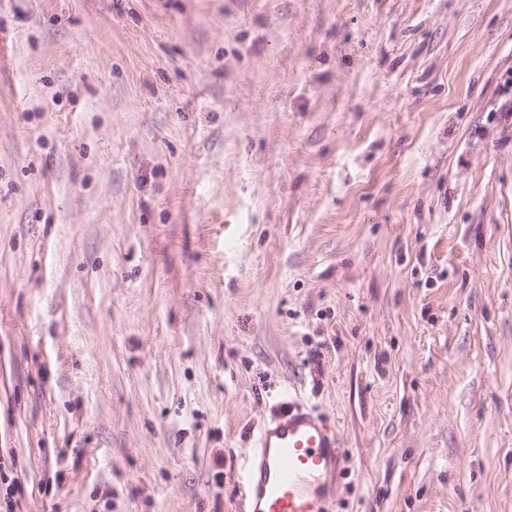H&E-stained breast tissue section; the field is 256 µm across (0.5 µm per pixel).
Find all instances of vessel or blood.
Segmentation results:
<instances>
[{"instance_id":"vessel-or-blood-1","label":"vessel or blood","mask_w":512,"mask_h":512,"mask_svg":"<svg viewBox=\"0 0 512 512\" xmlns=\"http://www.w3.org/2000/svg\"><path fill=\"white\" fill-rule=\"evenodd\" d=\"M343 464L336 437L299 399L281 393L260 430L239 487L247 512H327L328 481Z\"/></svg>"}]
</instances>
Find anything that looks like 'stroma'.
Instances as JSON below:
<instances>
[{
	"label": "stroma",
	"mask_w": 512,
	"mask_h": 512,
	"mask_svg": "<svg viewBox=\"0 0 512 512\" xmlns=\"http://www.w3.org/2000/svg\"><path fill=\"white\" fill-rule=\"evenodd\" d=\"M284 388L512 512V0H0V512H241Z\"/></svg>",
	"instance_id": "obj_1"
}]
</instances>
